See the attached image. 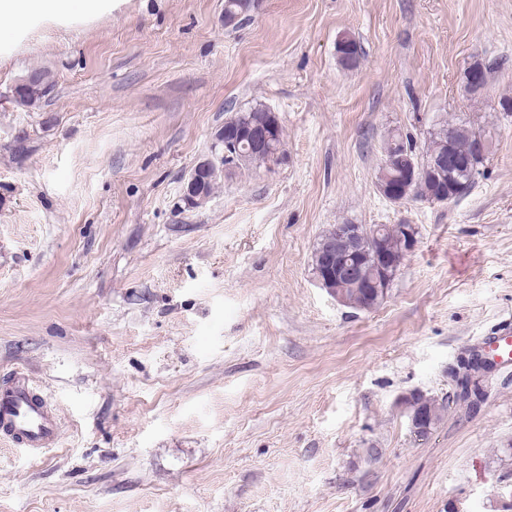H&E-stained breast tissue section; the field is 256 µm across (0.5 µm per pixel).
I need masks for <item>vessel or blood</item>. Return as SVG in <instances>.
<instances>
[{"instance_id":"vessel-or-blood-1","label":"vessel or blood","mask_w":512,"mask_h":512,"mask_svg":"<svg viewBox=\"0 0 512 512\" xmlns=\"http://www.w3.org/2000/svg\"><path fill=\"white\" fill-rule=\"evenodd\" d=\"M476 354L493 364L512 365V319L478 339ZM59 420L46 396L37 391L31 376L18 371L0 381V437L22 451L55 447Z\"/></svg>"}]
</instances>
